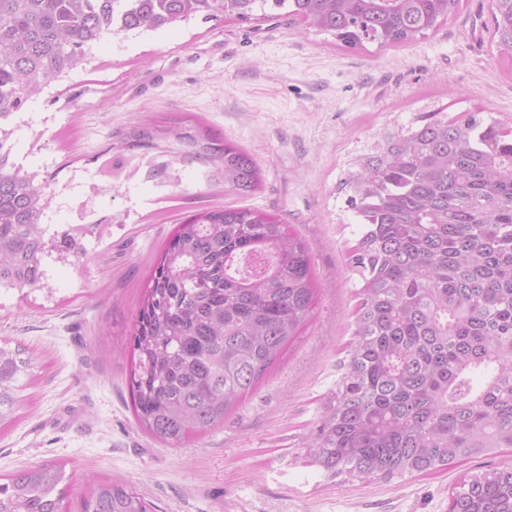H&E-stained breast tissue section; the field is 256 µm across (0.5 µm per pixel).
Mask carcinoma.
<instances>
[{
  "label": "carcinoma",
  "mask_w": 512,
  "mask_h": 512,
  "mask_svg": "<svg viewBox=\"0 0 512 512\" xmlns=\"http://www.w3.org/2000/svg\"><path fill=\"white\" fill-rule=\"evenodd\" d=\"M460 0H0V116L78 68L105 33L153 31L199 14L282 16L354 49L402 44L441 25ZM493 38L512 54V0H492ZM157 151L247 197L261 169L201 117L139 124L112 168ZM359 231L353 337L306 448L329 478L363 485L429 475L512 448V138L479 112H429L384 134L345 177ZM45 184L0 153V291L47 286L53 241L70 264L98 225L46 235ZM317 296L306 241L249 207L183 219L159 253L129 334L136 421L175 447L224 423L299 335ZM32 356L0 340V428L31 383ZM65 465L0 482V512H64ZM83 512H150L121 481L91 478ZM448 512H512V468L462 481Z\"/></svg>",
  "instance_id": "carcinoma-1"
}]
</instances>
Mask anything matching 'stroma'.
<instances>
[{
	"label": "stroma",
	"mask_w": 512,
	"mask_h": 512,
	"mask_svg": "<svg viewBox=\"0 0 512 512\" xmlns=\"http://www.w3.org/2000/svg\"><path fill=\"white\" fill-rule=\"evenodd\" d=\"M484 112L512 131V59L491 30V0H460L439 30L350 50L287 17H195L155 31L104 34L84 65L14 119V162L48 181V224L101 222L79 266L51 263L53 296L0 294V339L35 358V381L0 432V477L61 461L67 512L86 476L118 479L156 512H448L462 479L511 464L479 458L430 477L369 486L326 479L304 447L352 338L356 219L341 182L381 132L420 113ZM165 115L203 117L262 169L240 197L198 167L180 188L141 179L139 158L112 176V144ZM268 213L311 249L318 301L266 378L220 426L180 447L138 427L125 347L146 276L178 220L214 206Z\"/></svg>",
	"instance_id": "stroma-1"
}]
</instances>
